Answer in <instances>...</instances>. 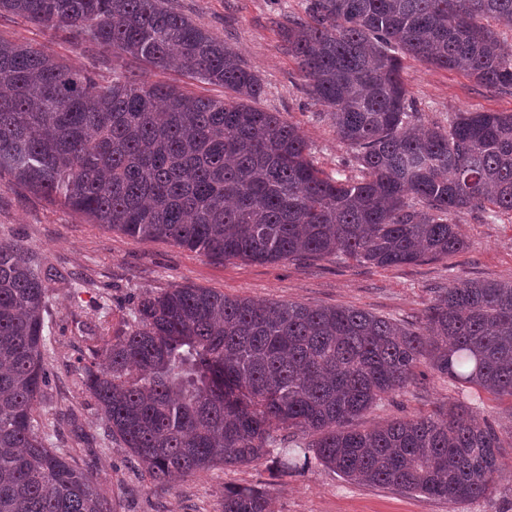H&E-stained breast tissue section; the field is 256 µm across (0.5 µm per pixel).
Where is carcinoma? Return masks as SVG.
Wrapping results in <instances>:
<instances>
[{"label":"carcinoma","instance_id":"carcinoma-1","mask_svg":"<svg viewBox=\"0 0 512 512\" xmlns=\"http://www.w3.org/2000/svg\"><path fill=\"white\" fill-rule=\"evenodd\" d=\"M105 58L220 86L202 97L131 70L70 67L0 38V175L91 224L214 260L343 254L391 267L465 245L451 216L512 214V112L424 125L402 77L412 57L512 93V0H309L279 22L284 50L331 114L357 178L324 176L298 128L253 106L259 74L170 0H0ZM61 273L0 243V512H111L97 477L51 446L48 298ZM88 348L83 382L107 436L154 482L285 449L350 480L450 505L501 479L503 438L464 399L367 429L355 419L420 384L512 400V283L464 280L411 321L343 306L256 302L208 288L145 293L130 328ZM224 512H269L266 492L224 491Z\"/></svg>","mask_w":512,"mask_h":512}]
</instances>
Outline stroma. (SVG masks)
<instances>
[{
	"instance_id": "stroma-1",
	"label": "stroma",
	"mask_w": 512,
	"mask_h": 512,
	"mask_svg": "<svg viewBox=\"0 0 512 512\" xmlns=\"http://www.w3.org/2000/svg\"><path fill=\"white\" fill-rule=\"evenodd\" d=\"M177 10L234 48L262 79L258 108L280 113L296 125L310 158L324 174L340 168L348 150L308 82L282 47V16H305L308 0H172ZM0 37L29 42L77 68L91 63L86 46L50 35L23 19L0 17ZM403 78L427 123L444 124L453 112H512L511 94H492L456 70L436 69L412 58ZM468 246L447 258L416 265L373 267L346 258L254 263L215 261L164 240L141 241L86 223L40 199L10 178L0 179V241L19 243L63 275L50 296L52 354L49 385L37 407L54 425V445L97 476L115 512H222L224 491L254 487L270 497V512H512V447L500 460L504 474L490 496L451 505L393 487L349 481L319 463L304 473L280 475L278 449L237 467L151 482L129 449L102 443L104 424L82 382L80 360L91 337L121 331L132 321L147 291L177 286L208 288L258 301L347 306L388 319L421 315L437 290L464 279L512 282V215L485 218L465 211L453 218ZM455 388L435 376L393 396L359 418L367 428L393 417L431 413L457 398Z\"/></svg>"
}]
</instances>
